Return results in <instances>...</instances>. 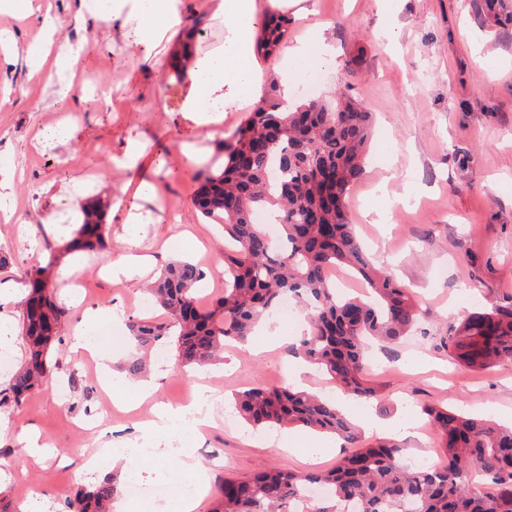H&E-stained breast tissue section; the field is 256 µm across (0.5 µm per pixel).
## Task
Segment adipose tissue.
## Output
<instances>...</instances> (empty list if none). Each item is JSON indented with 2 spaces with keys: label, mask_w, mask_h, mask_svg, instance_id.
Masks as SVG:
<instances>
[{
  "label": "adipose tissue",
  "mask_w": 512,
  "mask_h": 512,
  "mask_svg": "<svg viewBox=\"0 0 512 512\" xmlns=\"http://www.w3.org/2000/svg\"><path fill=\"white\" fill-rule=\"evenodd\" d=\"M127 19L129 45L152 60L155 45L180 22L177 0H135ZM268 11L266 0H218L214 17L223 43L218 50L195 56L181 81L187 89L180 109L198 116L197 125L209 130L224 119L227 100L256 102L263 94L264 73L254 53L258 24Z\"/></svg>",
  "instance_id": "adipose-tissue-1"
}]
</instances>
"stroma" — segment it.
Returning <instances> with one entry per match:
<instances>
[{
    "label": "stroma",
    "mask_w": 512,
    "mask_h": 512,
    "mask_svg": "<svg viewBox=\"0 0 512 512\" xmlns=\"http://www.w3.org/2000/svg\"><path fill=\"white\" fill-rule=\"evenodd\" d=\"M39 14L24 18V0L15 11L0 12V30L12 42L0 50V182L7 183L9 211H22V232L0 222V319L12 327L7 348L15 362L25 356L19 318L24 282L36 268L50 266L48 277L58 302L69 313L62 343L51 344L49 383L18 404L0 405V498L13 512H72L69 503L91 480L110 475L124 481L111 457L92 473L72 453L76 424L109 412L106 434L93 448L155 450L140 463L143 481L170 486L176 480L205 477L209 489L196 512H210L224 479L290 469L331 468L340 440L294 427L262 432L240 417H226L224 406L256 385L286 386L297 362L286 352L297 328L269 324L244 345L227 347L223 363L210 366L205 384L221 391L225 403L213 411V427L192 438L195 472H185L173 442L154 435L150 405H135L136 383H125V406L105 408L94 379L72 346L75 327L89 315L119 313L121 324L103 327L110 360L108 375L134 352L126 323L140 317L144 288L162 266L176 258L199 263L206 273L197 294L208 305L224 290L214 273L224 256L220 225L193 207L197 167L181 163V147L200 149L203 165L219 169V141L244 124L248 110L227 105L224 123L212 136L200 134L193 115L181 111L184 92L169 60L177 40L162 41L161 65L135 63L119 21L103 18L78 25L79 0H34ZM481 0H306V13L282 9L288 41L296 43L325 25L331 57L315 71L322 77L318 97L341 96L374 118L367 162L350 190V221L375 264L410 288L421 320L396 344L392 358L372 350L377 367L369 378L381 392L365 403L346 395L322 372H309L306 389L336 396L344 413L361 421L364 409L393 424L421 421V409L436 405L512 423V363L483 371L458 362L441 342L450 327L479 308L512 303V27L482 23ZM81 45L77 76L109 75L122 91L106 102L70 93L57 100L56 70L30 78L29 47ZM74 113L73 136L54 154L41 156L27 175L16 172L15 158L30 154L45 120L60 111ZM139 143L144 156L136 168H116L127 143ZM98 171L94 194L111 202L104 222L107 245L95 257L64 254L79 227L73 182ZM158 187L154 202L137 199L141 181ZM377 205L386 223H372L366 211ZM140 241L149 261L135 280H116L113 264L127 238ZM57 265H50L51 256ZM81 277L82 287L71 285ZM157 377L155 402L180 408L195 393L196 378L174 358L151 363ZM69 388L59 397L58 386ZM40 435L45 448L31 456L27 441ZM316 456H308V449Z\"/></svg>",
    "instance_id": "1"
}]
</instances>
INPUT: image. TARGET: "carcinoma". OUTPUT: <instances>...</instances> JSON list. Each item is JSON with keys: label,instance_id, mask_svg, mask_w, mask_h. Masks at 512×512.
<instances>
[{"label": "carcinoma", "instance_id": "1", "mask_svg": "<svg viewBox=\"0 0 512 512\" xmlns=\"http://www.w3.org/2000/svg\"><path fill=\"white\" fill-rule=\"evenodd\" d=\"M488 17L512 23V0H484ZM288 38V19L272 17L257 39L260 55L276 53ZM264 107L221 141L224 168L198 173L194 206L224 228V295L204 309L195 285L205 273L188 261L167 263L148 288L162 313L129 321L136 353L123 370L130 378L146 369L144 356L163 343L173 346L184 368L212 364L228 343L246 344L285 294L308 311V330L291 352L328 374L358 400L377 390L364 378L365 348L385 350L418 324L409 288L362 251L349 218V191L360 176L370 138V116L358 105L311 100L293 109L275 82ZM259 209L278 217L279 242L253 221ZM101 200L82 208L69 252L93 255L105 246ZM350 271L368 295L339 296L329 269ZM30 289L20 326L24 362L0 401L19 403L45 382V350L61 341L68 311L53 295ZM444 345L466 365L481 370L512 362V304L473 312L448 334ZM235 408L255 427H305L329 432L353 445L360 431L326 398L291 387L254 386L239 393ZM441 441L442 462L413 468L405 448L378 442L342 457L330 470H274L251 479H227L211 512H512V427L466 417L441 406L424 410ZM312 485L326 497L302 499ZM121 489L110 477L80 491L74 512H110Z\"/></svg>", "mask_w": 512, "mask_h": 512}]
</instances>
